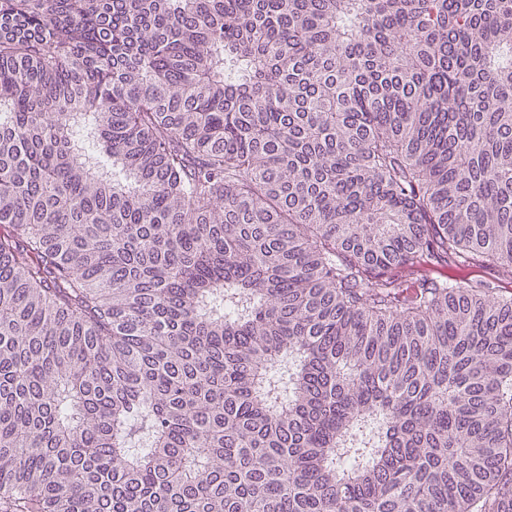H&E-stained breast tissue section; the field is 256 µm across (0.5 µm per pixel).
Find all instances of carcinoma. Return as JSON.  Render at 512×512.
I'll return each mask as SVG.
<instances>
[{
  "label": "carcinoma",
  "instance_id": "obj_1",
  "mask_svg": "<svg viewBox=\"0 0 512 512\" xmlns=\"http://www.w3.org/2000/svg\"><path fill=\"white\" fill-rule=\"evenodd\" d=\"M512 0H0V512H512Z\"/></svg>",
  "mask_w": 512,
  "mask_h": 512
}]
</instances>
